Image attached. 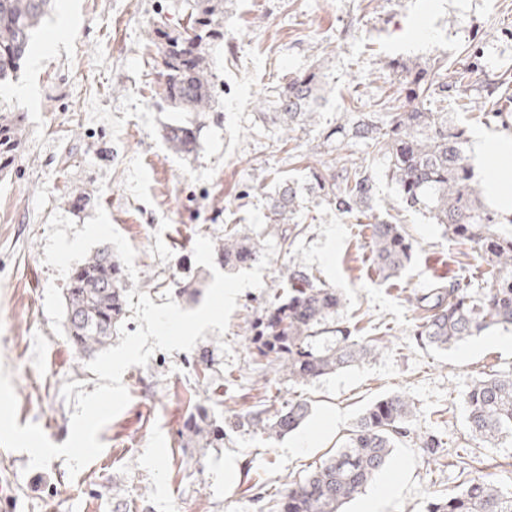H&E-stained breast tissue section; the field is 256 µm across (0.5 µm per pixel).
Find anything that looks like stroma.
<instances>
[{"mask_svg":"<svg viewBox=\"0 0 512 512\" xmlns=\"http://www.w3.org/2000/svg\"><path fill=\"white\" fill-rule=\"evenodd\" d=\"M185 25V0H56L14 84L0 87V113H22L25 128L11 172L0 177V365L12 375L18 425L37 423L58 445L69 437L77 392H93L101 380L45 312L48 284L68 286L43 262L52 213L81 227L103 206L136 251L137 292L194 309L213 279L194 260L196 238L218 244L232 228L272 237L267 195L277 178L336 163L319 148L318 131L285 143L263 122L253 104L267 88L321 66L326 127L395 93L392 58L426 66L444 54L449 69L475 67L474 99L486 83L512 76V0H230L223 37L206 46L215 105L195 152L181 155L163 137L181 115L151 89L162 69L159 32L176 36ZM459 106L449 93L443 107L462 120L476 169H511V152L487 155L483 147L511 141L512 129ZM363 161L375 181L371 210L341 214L316 199L296 214L262 288L238 296L225 334L206 331L202 344L215 359L209 379L199 377L194 349L159 350L147 366L128 368L122 381L131 400L99 433L103 452L74 476L63 458L31 471L28 454L0 448V483L13 489L14 512H268L267 499L337 447L363 408L394 392L412 402L416 433L442 438L444 457L438 468L424 464L415 442L396 449L384 473L398 475L399 486L384 512H426L435 492L460 483L457 451L470 462L512 464V440L493 447L470 436L462 399L480 372H512V341L499 330L447 351L424 346L415 335L421 312L408 301L458 277H481L487 265L428 217L400 210L382 160ZM383 219L404 225L415 246L397 279L373 270L369 226ZM294 262L341 289L339 322L381 338L379 356L306 385L266 378L248 350L250 322L286 289ZM189 283L195 295L184 294ZM295 396L311 413L275 442L231 432L222 447L200 448L179 434L194 401L224 418Z\"/></svg>","mask_w":512,"mask_h":512,"instance_id":"stroma-1","label":"stroma"}]
</instances>
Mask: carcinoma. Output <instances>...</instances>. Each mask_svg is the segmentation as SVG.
Instances as JSON below:
<instances>
[{"label": "carcinoma", "instance_id": "1", "mask_svg": "<svg viewBox=\"0 0 512 512\" xmlns=\"http://www.w3.org/2000/svg\"><path fill=\"white\" fill-rule=\"evenodd\" d=\"M53 0H0V83L17 75L33 45ZM184 34L165 36L161 44V78L155 93L178 112L200 118L212 111L214 83L206 57V42L221 35L224 0H192ZM399 73V93L409 107L391 111L388 101L376 102L375 112H343L335 125L320 131V146L336 152V166L310 167L303 179L276 183L268 196L270 224L282 240V225L290 223L304 197L315 194L349 214L368 208L374 180L352 159L349 147L361 144L381 157L385 175L395 184L399 205L424 212L453 240L470 246L490 267L477 282L461 279L446 288H432L410 298L422 311L416 335L437 349L471 336L512 328V234L495 229L497 214L485 207L482 188L474 179L473 158L464 128L433 109L448 89L464 92L476 71L464 68L448 73V58L432 65L410 66L389 62ZM323 74L312 67L277 85L258 102L265 122L291 140L290 134L318 125L324 97ZM483 118L509 128L507 113L493 97L482 105ZM22 119L0 113V174L23 140ZM164 138L177 154L196 149L190 121L166 127ZM373 259L385 279L398 277L410 264L413 245L402 225L379 221L371 225ZM260 244L248 233L233 229L224 234V265L240 267L253 262ZM288 295L265 301L261 315L250 325L251 355L264 370L288 381L308 384L381 354L379 340L351 335L337 321L344 298L339 289L317 279L305 266L288 267ZM130 284L122 264L103 247L88 257L71 277L64 305L67 339L80 356L107 348L126 315ZM466 421L476 439L495 445L512 436V373H486L472 379L463 392ZM310 413L304 399L272 408L264 403L220 425L209 408L197 403L189 411L181 436L201 438L208 447L224 444V429L259 433L279 440L296 431ZM413 406L402 393H391L369 404L358 416L343 446L321 461L304 478L288 486L275 500L272 512H341L344 504L362 494L389 464L394 449L414 435ZM496 463L462 468L464 479L448 492H437L427 512H512V489L497 480Z\"/></svg>", "mask_w": 512, "mask_h": 512}]
</instances>
